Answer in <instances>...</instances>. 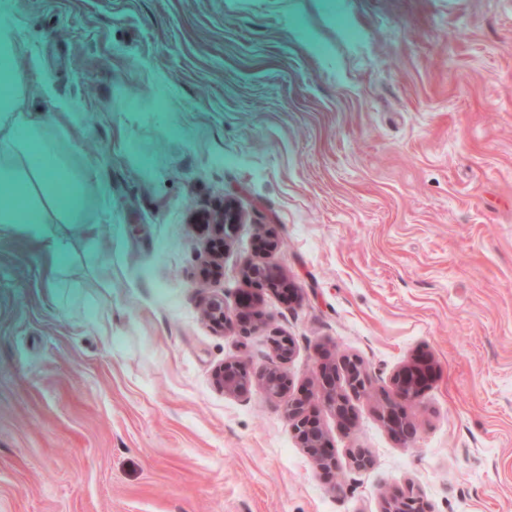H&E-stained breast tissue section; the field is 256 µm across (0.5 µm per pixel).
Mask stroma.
Listing matches in <instances>:
<instances>
[{"mask_svg":"<svg viewBox=\"0 0 512 512\" xmlns=\"http://www.w3.org/2000/svg\"><path fill=\"white\" fill-rule=\"evenodd\" d=\"M12 2L96 230L61 225L58 264L0 231V512H380L408 483L430 512H512V0ZM227 203L244 219L207 289ZM265 258L293 294L211 326ZM276 334L293 394L320 363L367 368L353 431L318 411L338 477L281 403L214 383L268 366ZM420 353L405 446L379 398Z\"/></svg>","mask_w":512,"mask_h":512,"instance_id":"1","label":"stroma"}]
</instances>
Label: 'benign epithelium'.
<instances>
[{
    "mask_svg": "<svg viewBox=\"0 0 512 512\" xmlns=\"http://www.w3.org/2000/svg\"><path fill=\"white\" fill-rule=\"evenodd\" d=\"M241 218V213L230 206L215 214L213 223L218 225L219 236L212 242L214 251H222L224 234L240 223ZM242 276L247 282L272 289L290 288L279 268L271 262H250L243 268ZM204 314L217 328L224 329L229 325L224 298L219 295L209 298ZM271 347L273 361L265 369L253 374L243 361L226 362L214 371L216 385L228 395L244 396L253 384H258L268 399L282 403L283 413L300 447L321 470L328 474L336 473L337 460L327 446L318 408L323 406L330 410L344 430L354 429L356 417L352 399L368 395L371 388V379L363 362L355 356H344L337 362H323L315 373L316 393L292 396L290 381L282 365L293 354V342L286 336H274ZM431 378V365L416 360L401 366L391 378L390 389L383 392L381 418L391 435L405 446L412 444L418 433L417 423L407 412V406L419 400ZM350 463L358 471L368 468L372 463L369 449H351ZM381 512L428 510L422 498L409 486L384 495Z\"/></svg>",
    "mask_w": 512,
    "mask_h": 512,
    "instance_id": "1",
    "label": "benign epithelium"
}]
</instances>
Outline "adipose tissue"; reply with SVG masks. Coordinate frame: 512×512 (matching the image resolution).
<instances>
[{"instance_id": "1", "label": "adipose tissue", "mask_w": 512, "mask_h": 512, "mask_svg": "<svg viewBox=\"0 0 512 512\" xmlns=\"http://www.w3.org/2000/svg\"><path fill=\"white\" fill-rule=\"evenodd\" d=\"M61 168L48 116L31 111L23 93L11 2L0 0V229L24 225L56 258L65 254L58 225L83 223L85 208L78 177Z\"/></svg>"}]
</instances>
